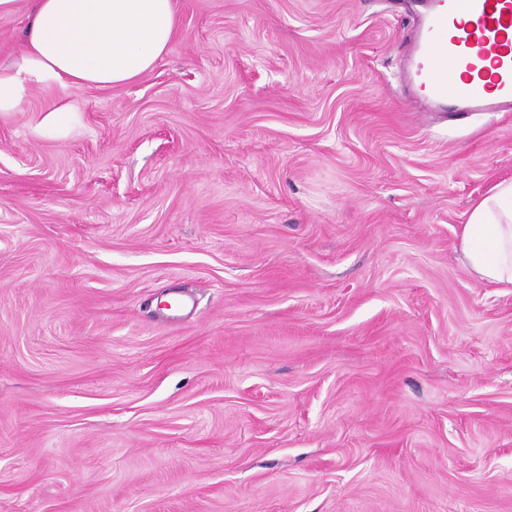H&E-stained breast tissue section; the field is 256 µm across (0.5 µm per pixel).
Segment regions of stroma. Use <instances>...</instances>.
<instances>
[{"mask_svg":"<svg viewBox=\"0 0 512 512\" xmlns=\"http://www.w3.org/2000/svg\"><path fill=\"white\" fill-rule=\"evenodd\" d=\"M133 84L0 115V512H512V112H420L406 0H175ZM461 261L482 285L512 288V180L471 209L460 233Z\"/></svg>","mask_w":512,"mask_h":512,"instance_id":"35a3bbf8","label":"stroma"}]
</instances>
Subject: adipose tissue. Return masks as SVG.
Wrapping results in <instances>:
<instances>
[{
  "instance_id": "obj_1",
  "label": "adipose tissue",
  "mask_w": 512,
  "mask_h": 512,
  "mask_svg": "<svg viewBox=\"0 0 512 512\" xmlns=\"http://www.w3.org/2000/svg\"><path fill=\"white\" fill-rule=\"evenodd\" d=\"M22 8L25 43L0 64V113L20 111L34 92L47 94L41 129L55 137L79 110L64 89L135 82L170 51L177 31L174 0H0V16ZM460 253L480 284L512 288V180L473 206Z\"/></svg>"
}]
</instances>
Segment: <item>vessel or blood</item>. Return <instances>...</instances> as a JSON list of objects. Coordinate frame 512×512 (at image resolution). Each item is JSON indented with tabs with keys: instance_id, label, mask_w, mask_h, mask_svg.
<instances>
[{
	"instance_id": "obj_1",
	"label": "vessel or blood",
	"mask_w": 512,
	"mask_h": 512,
	"mask_svg": "<svg viewBox=\"0 0 512 512\" xmlns=\"http://www.w3.org/2000/svg\"><path fill=\"white\" fill-rule=\"evenodd\" d=\"M408 94L430 111L512 112V0H410Z\"/></svg>"
}]
</instances>
